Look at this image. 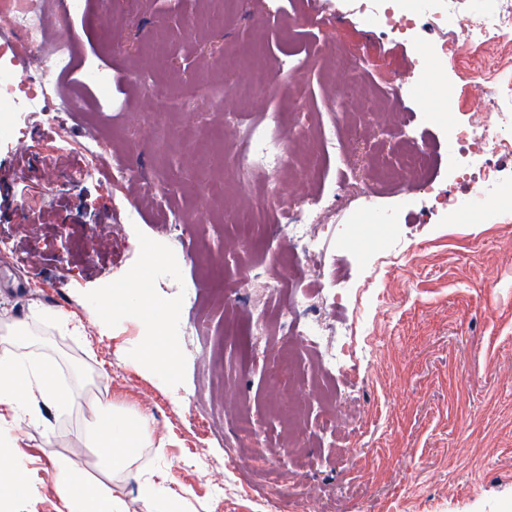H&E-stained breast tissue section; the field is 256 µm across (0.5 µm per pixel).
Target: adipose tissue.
<instances>
[{"instance_id":"ef3b65f1","label":"adipose tissue","mask_w":512,"mask_h":512,"mask_svg":"<svg viewBox=\"0 0 512 512\" xmlns=\"http://www.w3.org/2000/svg\"><path fill=\"white\" fill-rule=\"evenodd\" d=\"M28 332L29 324L25 322L0 328V408H8L18 419L29 417L35 402L55 413L65 412L68 405L54 372L13 349L17 338ZM149 430L148 416L122 412L102 403L97 407L93 430L85 444L95 449L106 473L126 475L131 472L140 448L147 446ZM55 470L62 512H124L122 501L104 491L83 470L65 462L56 464ZM35 492L16 436L0 433V512H6L13 501Z\"/></svg>"}]
</instances>
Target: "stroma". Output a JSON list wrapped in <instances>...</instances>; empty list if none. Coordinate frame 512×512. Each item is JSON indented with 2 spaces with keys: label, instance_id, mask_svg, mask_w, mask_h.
Listing matches in <instances>:
<instances>
[{
  "label": "stroma",
  "instance_id": "stroma-1",
  "mask_svg": "<svg viewBox=\"0 0 512 512\" xmlns=\"http://www.w3.org/2000/svg\"><path fill=\"white\" fill-rule=\"evenodd\" d=\"M449 7L512 15V0H426L424 24L408 38L362 23L357 0H238L227 12L221 0H85L68 26L76 65L118 78L111 101L79 90L76 124L51 110L16 115L22 145L0 126V326L45 313L15 349L50 364L69 403L62 414L36 407L32 422L0 412L39 488L13 512H60L57 459L101 481L127 512H146L135 480L105 477L80 440L99 400L151 417L135 468L162 477L184 512H274L276 500L286 512H512V218L494 219L485 203L451 224L434 204L468 192L448 164L444 125L479 111L472 73L512 71V41L443 63L455 36L438 18ZM337 54L375 89L402 74L420 94L390 112L359 111L327 75ZM252 65L278 81L238 98ZM159 96L171 101L167 113L153 110ZM284 111L285 151L313 144L319 163L240 180L233 161L245 129L277 137ZM330 124L332 150L318 135ZM158 125L176 131V145L154 141ZM91 134L107 150L110 183L82 173ZM403 136L435 151L432 185L414 186L408 207L397 185L374 186L371 169L379 151L395 162ZM308 199L320 203L326 268L315 302L333 367L294 336H268L263 349L249 336L251 318L307 288L286 279L270 298L264 285L283 277V214ZM369 207L395 213L378 232L381 254L367 252L360 232ZM170 213L177 223H166ZM131 286L166 304L172 326L125 312ZM64 316L81 335L65 330ZM182 325L198 335H182ZM150 342L174 350V369L142 361ZM282 346L292 386L268 373ZM237 398L258 440L225 421Z\"/></svg>",
  "mask_w": 512,
  "mask_h": 512
}]
</instances>
